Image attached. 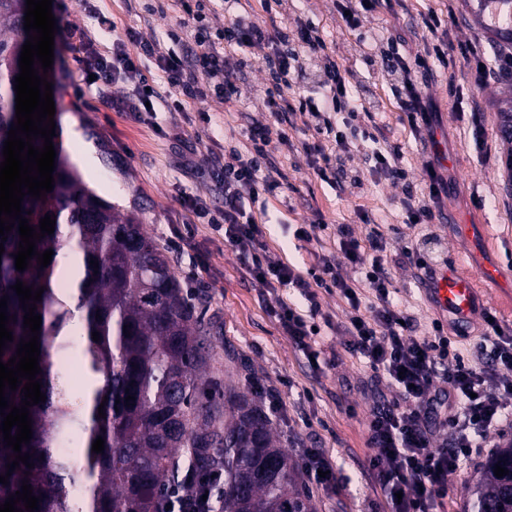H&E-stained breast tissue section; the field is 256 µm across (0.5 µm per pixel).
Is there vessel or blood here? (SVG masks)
<instances>
[{"label":"vessel or blood","instance_id":"vessel-or-blood-1","mask_svg":"<svg viewBox=\"0 0 512 512\" xmlns=\"http://www.w3.org/2000/svg\"><path fill=\"white\" fill-rule=\"evenodd\" d=\"M459 265V259L453 258L437 267L425 293L438 314L452 323L456 333L464 335L485 308L478 281L495 283L500 272L488 266L474 278L460 272Z\"/></svg>","mask_w":512,"mask_h":512}]
</instances>
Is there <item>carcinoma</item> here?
Returning a JSON list of instances; mask_svg holds the SVG:
<instances>
[{
    "instance_id": "carcinoma-1",
    "label": "carcinoma",
    "mask_w": 512,
    "mask_h": 512,
    "mask_svg": "<svg viewBox=\"0 0 512 512\" xmlns=\"http://www.w3.org/2000/svg\"><path fill=\"white\" fill-rule=\"evenodd\" d=\"M497 9L501 21L484 29L512 47V0H476L475 13ZM26 0H0V151L16 122L15 77L29 33ZM497 126L512 182V95L497 105ZM53 190L41 199L25 196L21 214L29 225L50 214L54 233L36 241V251L53 250L42 268L32 258L19 272L13 254L18 227L7 233L0 255V299L7 296L8 328L14 340L0 361L29 340L23 304L11 286L17 281L44 288L36 302L46 401L29 407L32 439L21 452L33 468L19 464L8 484L0 483V504L32 486L40 498L36 512H164L162 492L180 481L187 466L224 472L220 494L224 512H313L310 496L295 482V463L274 435L268 417L232 386L206 395V371L213 346L211 328L194 316L165 253L144 225L124 217L87 189L61 155L55 157ZM98 267L90 266V260ZM82 313L84 331L78 360L86 371L83 389L65 392L54 356L71 340L73 313ZM99 332L100 340L92 339ZM133 395L134 400L125 398ZM103 407L105 417L98 415ZM104 451L92 452L97 438ZM83 449L85 489L73 494V463L59 445ZM509 473L494 474L495 465ZM512 443L485 462L470 493L474 512H512Z\"/></svg>"
}]
</instances>
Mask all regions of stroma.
I'll list each match as a JSON object with an SVG mask.
<instances>
[{
    "label": "stroma",
    "instance_id": "obj_1",
    "mask_svg": "<svg viewBox=\"0 0 512 512\" xmlns=\"http://www.w3.org/2000/svg\"><path fill=\"white\" fill-rule=\"evenodd\" d=\"M92 3L117 30L136 28L143 40L158 41L159 52H180V45L166 36L177 26L174 17H158L147 25L141 11L128 9L127 0ZM431 10L455 17L448 27V41L456 50L447 68L419 77L439 110L436 138L446 153L449 181L442 218L431 224L408 223L400 205L403 186L374 182L361 155H353L345 164L346 176L356 175L364 182L361 192L350 195L322 182L309 157L296 149L274 155L288 177V187L268 202L271 222L265 227L266 243L296 269L308 271L326 227L351 223L358 236L369 233L372 228L354 222L356 209L365 207L376 215L374 229L386 237L389 252L417 247L438 264L459 258L470 272L487 262L498 263L503 278L487 287V307L503 330L512 332V191L505 188V148L495 118L496 102L507 89L494 76L479 88L470 82L459 46L475 45L488 57L496 46L465 0H400L396 8L400 25L407 27L420 24L422 15ZM52 13L56 33L49 78L55 135L65 138L74 130L92 143L98 164L83 173V181L122 213L138 217L169 257L197 315L212 327L214 353L207 375L215 388L232 382L241 395L267 407L273 432L296 466H303L305 449L327 452L340 480L329 489L305 484L316 512H389L383 492L367 472L371 397L387 392L386 381L374 377L346 349L341 333L326 327L314 343L319 363L309 365L271 316L272 295L243 274L236 251L221 235L207 225L189 223L182 205L184 198L196 195L220 201V192L204 175L211 155L236 145L239 128L268 119L269 82L261 55H249L242 68L239 111L225 137L213 138L210 124L202 118L207 108L203 102L197 110L173 115L162 111L153 124H141L112 107L126 94L127 85L112 86L98 97L85 94L70 47L71 29L88 22L78 0H52ZM300 19L316 24L337 61L354 71L353 97L374 107L377 136L381 142L402 146L413 194L425 195L422 172L433 152L401 123L381 60H364L357 34L341 20L336 0H288L284 23L292 27ZM475 103L481 108L478 137L470 122ZM318 220L325 228L316 239H297L300 227ZM390 273L398 288L396 302L414 319L412 338H430V323L437 314L425 298L423 272L394 265ZM273 396L279 401L274 410L269 407Z\"/></svg>",
    "mask_w": 512,
    "mask_h": 512
}]
</instances>
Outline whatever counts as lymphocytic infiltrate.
I'll list each match as a JSON object with an SVG mask.
<instances>
[{
  "label": "lymphocytic infiltrate",
  "mask_w": 512,
  "mask_h": 512,
  "mask_svg": "<svg viewBox=\"0 0 512 512\" xmlns=\"http://www.w3.org/2000/svg\"><path fill=\"white\" fill-rule=\"evenodd\" d=\"M241 4L224 0L228 21L214 31L208 23L211 0H156L148 15H173L191 40L179 55L160 53L133 28L116 33L111 49H99L96 32L114 31L115 25L107 16L89 12L90 25L78 31L72 46L87 77L85 87L100 94L118 82L132 85L119 109L138 121L161 110L188 112L200 101L209 102L212 111L226 112L239 93L238 69L230 65L229 56L244 59L261 52L276 89L266 100L268 120L242 128L238 146L213 157L208 176L223 189V205L193 196L184 199L183 206L192 221L223 233L246 274L273 293L281 327L307 357L317 355L308 324L309 317L320 312L315 291L336 290L345 304L340 326L348 348L392 389L391 396L374 402L370 410V477L384 492L390 512H437L449 475L489 447L490 432L512 428V336L486 310L484 331L468 351L452 346L439 321L433 324V340L412 339L413 320L394 300L397 287L386 268L385 239L357 236L352 225H337L335 251L316 254L317 273L310 278L268 250L263 230L269 221L267 203L288 186L272 160L275 150L292 145L287 113L311 116L317 138L302 141L301 147L312 157L317 177L328 184L341 173L332 166V156L351 153L347 130L336 122V115L364 123L372 122L373 115L366 104L353 101L352 73L337 62L319 28L301 23L290 30L279 25L288 0H263V21L240 13ZM421 28V46L411 57L403 51L404 34L390 27L385 39L387 75L398 90L403 123L432 143L437 109L414 73L447 64L448 38L436 12L423 16ZM149 59L154 62L150 68L145 65ZM308 59L319 63L309 95L295 87V75ZM422 179L427 196L402 202L412 224L432 223L448 192L441 162L429 163ZM346 267L355 269L356 277L343 276ZM286 288L298 290L306 310L284 299ZM439 378L446 388H436ZM440 429L446 442L436 449L432 441Z\"/></svg>",
  "instance_id": "obj_1"
}]
</instances>
